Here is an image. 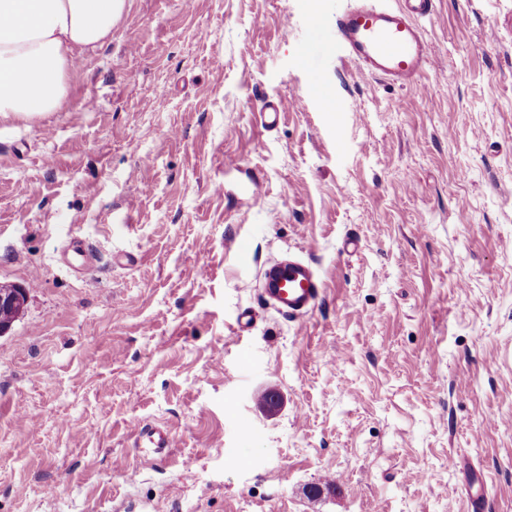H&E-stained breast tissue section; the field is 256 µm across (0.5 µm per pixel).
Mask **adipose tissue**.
Segmentation results:
<instances>
[{
  "mask_svg": "<svg viewBox=\"0 0 512 512\" xmlns=\"http://www.w3.org/2000/svg\"><path fill=\"white\" fill-rule=\"evenodd\" d=\"M127 0H0V117L61 108L76 59L112 38Z\"/></svg>",
  "mask_w": 512,
  "mask_h": 512,
  "instance_id": "ef3b65f1",
  "label": "adipose tissue"
}]
</instances>
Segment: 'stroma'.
Instances as JSON below:
<instances>
[{"label": "stroma", "instance_id": "1", "mask_svg": "<svg viewBox=\"0 0 512 512\" xmlns=\"http://www.w3.org/2000/svg\"><path fill=\"white\" fill-rule=\"evenodd\" d=\"M350 2L129 0L58 111L0 119V512H512V0H436L405 88L337 57ZM288 250L299 321L261 294ZM261 284L264 297L290 320H301L309 315L324 288L316 266L290 253L263 268Z\"/></svg>", "mask_w": 512, "mask_h": 512}]
</instances>
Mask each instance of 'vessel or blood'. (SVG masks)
<instances>
[{"mask_svg":"<svg viewBox=\"0 0 512 512\" xmlns=\"http://www.w3.org/2000/svg\"><path fill=\"white\" fill-rule=\"evenodd\" d=\"M435 11V0H403L394 8L377 0H354L335 20L336 49L367 74L395 85H414L432 60V46L420 19ZM262 293L291 320L309 315L324 288L316 266L287 253L261 272Z\"/></svg>","mask_w":512,"mask_h":512,"instance_id":"obj_1","label":"vessel or blood"}]
</instances>
